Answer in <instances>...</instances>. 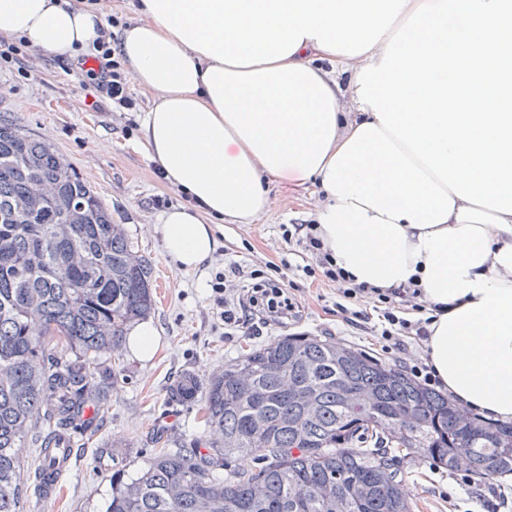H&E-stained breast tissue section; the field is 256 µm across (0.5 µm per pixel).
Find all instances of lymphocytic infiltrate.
<instances>
[{
    "mask_svg": "<svg viewBox=\"0 0 512 512\" xmlns=\"http://www.w3.org/2000/svg\"><path fill=\"white\" fill-rule=\"evenodd\" d=\"M76 76L85 96H97L99 106L107 111H138L140 103L129 89L130 73L120 50L119 36L110 28H100L92 54L78 59ZM283 237L295 241L310 255L311 262L303 266V273L320 277L324 284L334 288L345 321H354L359 315L358 304L367 299L381 313L378 334L384 340L397 342L404 336L427 339L431 320L426 316L428 307L416 285L379 288L355 283L349 273L337 266L314 221L284 230ZM239 273L238 264H230L227 272L216 273L212 284L214 302L228 335L259 336L270 325L282 326L297 318L300 302L281 288L275 278L265 276L262 270H252L251 279L263 280L264 285L246 288L236 283ZM410 310L417 312V319L407 318Z\"/></svg>",
    "mask_w": 512,
    "mask_h": 512,
    "instance_id": "f902f5d3",
    "label": "lymphocytic infiltrate"
}]
</instances>
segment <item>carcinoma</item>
<instances>
[{
    "label": "carcinoma",
    "instance_id": "cac0c4a2",
    "mask_svg": "<svg viewBox=\"0 0 512 512\" xmlns=\"http://www.w3.org/2000/svg\"><path fill=\"white\" fill-rule=\"evenodd\" d=\"M151 277L54 146L0 121V512H19L23 448L38 449L35 478L55 480L68 430L109 410L101 364L154 309ZM168 398L203 403L206 450L115 473L107 512H413L399 463L415 454L480 480L512 474V424L474 421L331 339L276 337L205 379L182 373Z\"/></svg>",
    "mask_w": 512,
    "mask_h": 512
}]
</instances>
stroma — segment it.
Here are the masks:
<instances>
[{
    "label": "stroma",
    "mask_w": 512,
    "mask_h": 512,
    "mask_svg": "<svg viewBox=\"0 0 512 512\" xmlns=\"http://www.w3.org/2000/svg\"><path fill=\"white\" fill-rule=\"evenodd\" d=\"M76 62L73 56L36 54L26 42L13 59L0 58V119L48 138L94 187L136 249L151 260L155 310L150 319L159 341L146 360L123 349V365L114 370L105 388L111 408L88 428L71 431L73 463L61 476L53 500L36 493L31 469L36 451L24 449L21 512H106L113 472L120 469L126 478L136 477L159 446L157 432L169 429L181 445L205 446L208 436L200 403H172L168 388L184 371L208 376L261 343L257 337L224 334L211 282L228 262L249 271L268 261L292 265L283 284L297 289L301 316L286 327L270 326L265 337L294 333L330 337L396 367L405 353L413 361H426L421 341L406 340L400 351L374 336L369 321L346 322L337 311L334 289L298 271L302 258L295 245L284 240L283 227L315 219L325 203L316 184L289 176L269 183L268 209L245 222L231 217L219 221L211 261L194 271L179 269L155 231L162 213L153 208L152 200L168 194L173 209L192 207L193 201L176 185L154 177L142 126L128 125L80 94L72 73ZM400 470L414 512H478L481 502L490 497V485L512 489L511 475L491 484L463 485L458 474L425 454L405 459Z\"/></svg>",
    "instance_id": "stroma-1"
}]
</instances>
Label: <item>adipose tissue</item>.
Segmentation results:
<instances>
[{
    "instance_id": "1",
    "label": "adipose tissue",
    "mask_w": 512,
    "mask_h": 512,
    "mask_svg": "<svg viewBox=\"0 0 512 512\" xmlns=\"http://www.w3.org/2000/svg\"><path fill=\"white\" fill-rule=\"evenodd\" d=\"M423 0H140L121 49L145 112L151 158L221 219L269 205L266 180L323 183L326 168L373 109L343 123L341 90L321 68L380 64L390 35ZM96 10L71 0H0V30L49 56L93 45ZM321 237L355 283L420 286L435 308L426 342L440 385L477 416L512 420V215L456 200L447 222L419 229L326 194ZM157 231L166 254L194 270L216 249L213 225L173 209Z\"/></svg>"
}]
</instances>
